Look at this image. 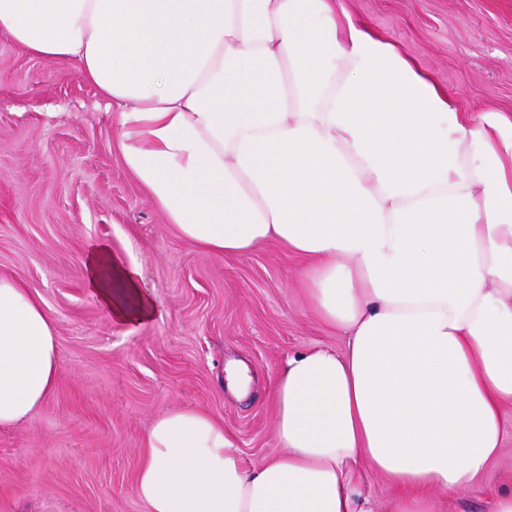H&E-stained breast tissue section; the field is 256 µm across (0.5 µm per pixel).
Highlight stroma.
<instances>
[{"label": "stroma", "instance_id": "35a3bbf8", "mask_svg": "<svg viewBox=\"0 0 512 512\" xmlns=\"http://www.w3.org/2000/svg\"><path fill=\"white\" fill-rule=\"evenodd\" d=\"M468 112L512 115V0H341ZM116 114L77 65L29 56L0 35V274L55 321L59 375L26 420L0 428V512H148L135 487L151 421L174 408L220 419L246 458L280 454L271 385L288 356L343 352L306 306L304 263L276 243L202 254L125 169ZM137 267L163 310L130 329L84 283L88 245ZM245 362L249 395L225 387ZM503 448L477 484L438 494L439 512H492L512 489V407Z\"/></svg>", "mask_w": 512, "mask_h": 512}]
</instances>
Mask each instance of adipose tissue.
<instances>
[{"mask_svg": "<svg viewBox=\"0 0 512 512\" xmlns=\"http://www.w3.org/2000/svg\"><path fill=\"white\" fill-rule=\"evenodd\" d=\"M78 63L119 117L122 162L202 253L302 258L309 310L343 353L273 381L279 456L246 463L191 408L144 435L148 512H435L503 443L512 404V115L463 112L337 0H0V33ZM116 322L161 317L104 242L83 264ZM55 325L0 275V427L54 391Z\"/></svg>", "mask_w": 512, "mask_h": 512, "instance_id": "adipose-tissue-1", "label": "adipose tissue"}]
</instances>
